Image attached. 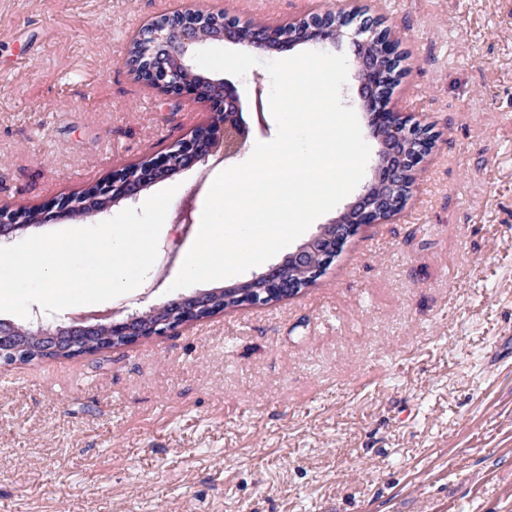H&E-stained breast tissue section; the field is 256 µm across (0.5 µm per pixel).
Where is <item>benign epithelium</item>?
<instances>
[{
    "label": "benign epithelium",
    "mask_w": 512,
    "mask_h": 512,
    "mask_svg": "<svg viewBox=\"0 0 512 512\" xmlns=\"http://www.w3.org/2000/svg\"><path fill=\"white\" fill-rule=\"evenodd\" d=\"M340 23H328L324 14L308 15L293 25L275 26L245 44L251 51L280 52L293 47L286 32L298 25L306 36L302 44L338 48L348 40L353 46L354 60H359L364 47L377 46L384 65L372 60L355 66L354 79L360 108L364 112L369 137L379 149L371 166V176L355 201L348 204L328 224L296 250L253 278L208 291L179 296L162 305L167 315L149 328L140 324L138 313L102 322L91 323L76 319L69 326L34 311L31 331L13 322L0 321V366L40 358L89 357L125 346L142 337L163 335L179 326L198 321L230 307L264 304L291 296L315 282L341 253L343 247L368 224H380L399 211L407 201L417 166L431 151V126L413 122L387 110L389 98L399 85L403 73V56L390 41L384 22L366 11H339ZM240 21L222 13L204 11L172 12L161 16L146 27L133 42L128 66L133 75L147 85L179 95L189 91L210 103L221 121H209L189 137L167 151L112 173V178L97 184L80 195L61 198L56 209L42 210L37 221L46 224L59 218L87 211L90 201H97L90 213H100L121 201H136L140 193L159 180L190 165L208 161L212 148L224 143V159L238 150L254 129L263 126L260 108L245 112L244 100L238 88L224 78L204 75L193 64L196 49L205 44L229 40L240 43L234 29ZM380 130L389 132V139L377 137ZM395 203L388 210L383 200ZM31 226L27 213L0 207V240L9 239L18 231ZM323 253L318 267L309 263L314 250Z\"/></svg>",
    "instance_id": "7a95c632"
}]
</instances>
